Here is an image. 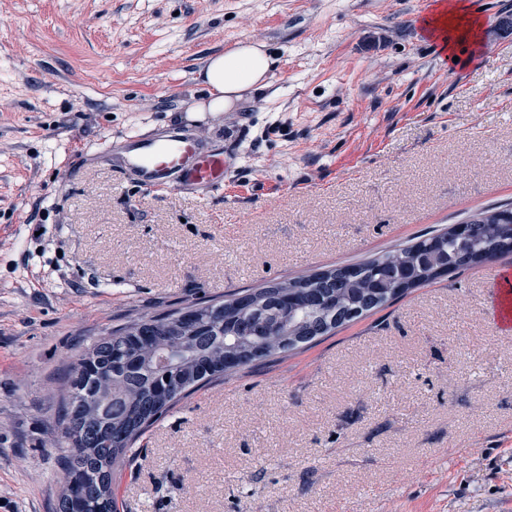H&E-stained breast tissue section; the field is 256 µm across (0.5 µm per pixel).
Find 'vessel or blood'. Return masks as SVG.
<instances>
[{"mask_svg":"<svg viewBox=\"0 0 512 512\" xmlns=\"http://www.w3.org/2000/svg\"><path fill=\"white\" fill-rule=\"evenodd\" d=\"M121 165L145 188L173 184L212 192L224 186L227 160L223 152L205 149L201 137L172 131L128 138Z\"/></svg>","mask_w":512,"mask_h":512,"instance_id":"b4317fda","label":"vessel or blood"}]
</instances>
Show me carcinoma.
<instances>
[{
	"instance_id": "carcinoma-1",
	"label": "carcinoma",
	"mask_w": 512,
	"mask_h": 512,
	"mask_svg": "<svg viewBox=\"0 0 512 512\" xmlns=\"http://www.w3.org/2000/svg\"><path fill=\"white\" fill-rule=\"evenodd\" d=\"M505 214L512 216L511 205L488 207L470 216L462 237L450 231L433 235L397 255L354 264L351 275L338 267L189 304L196 320L187 324L178 307L102 332L81 351L62 393L61 438L69 448L65 482L83 487L86 512H112V483L133 445L199 389L224 378L225 352L267 343L263 359L272 361L307 345L350 322L352 310L370 312L398 298L392 291L379 292L383 284L392 288L402 276L420 285L430 282L432 267L421 259L428 252L450 272L478 257L511 252L512 235L488 229L504 223ZM297 287L325 294L324 301L293 315L279 308L280 297ZM138 329L154 344L126 348L131 331ZM165 377L172 388L168 398L156 392Z\"/></svg>"
}]
</instances>
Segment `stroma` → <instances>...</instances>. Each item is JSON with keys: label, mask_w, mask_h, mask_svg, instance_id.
<instances>
[{"label": "stroma", "mask_w": 512, "mask_h": 512, "mask_svg": "<svg viewBox=\"0 0 512 512\" xmlns=\"http://www.w3.org/2000/svg\"><path fill=\"white\" fill-rule=\"evenodd\" d=\"M0 0V512H59L60 392L104 330L396 253L512 201V0ZM264 44L271 86L193 112L206 58ZM183 126L222 190L146 191L121 136ZM512 253L235 371L159 420L117 512H512ZM432 4V13L423 25L425 34L434 40L443 35L439 51L445 60L456 65L460 59L458 62L453 61V57L457 56L455 46L446 37L448 29H453L457 32L459 40L467 41L474 48L468 57L469 61H472L473 57L479 54L478 48L481 45L484 22L480 15L472 10L466 0H437Z\"/></svg>", "instance_id": "obj_1"}]
</instances>
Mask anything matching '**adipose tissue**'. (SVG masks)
I'll list each match as a JSON object with an SVG mask.
<instances>
[{
    "label": "adipose tissue",
    "mask_w": 512,
    "mask_h": 512,
    "mask_svg": "<svg viewBox=\"0 0 512 512\" xmlns=\"http://www.w3.org/2000/svg\"><path fill=\"white\" fill-rule=\"evenodd\" d=\"M480 15L466 0H434L432 13L424 23L427 36H442L440 52L445 60H452L455 46L447 41V31H455L459 39L472 47H480L482 27ZM274 65L272 56L263 44L243 41L227 52L211 56L198 72L206 85L209 100L198 104V111L228 112L245 92H260L270 86L269 73Z\"/></svg>",
    "instance_id": "obj_1"
}]
</instances>
